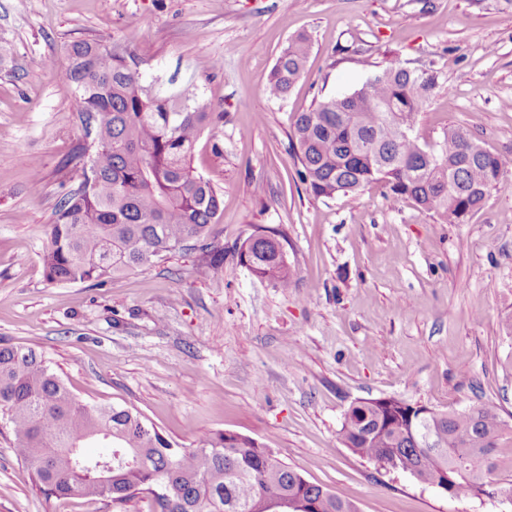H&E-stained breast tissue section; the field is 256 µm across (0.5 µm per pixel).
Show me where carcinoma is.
<instances>
[{
  "instance_id": "cac0c4a2",
  "label": "carcinoma",
  "mask_w": 512,
  "mask_h": 512,
  "mask_svg": "<svg viewBox=\"0 0 512 512\" xmlns=\"http://www.w3.org/2000/svg\"><path fill=\"white\" fill-rule=\"evenodd\" d=\"M306 35L288 41L265 84L282 100L303 76ZM144 61L120 45L81 41L67 73L74 109L98 140L80 142L70 163L77 191L57 205L41 260L50 283L103 284L176 252L197 254L201 273L224 264L211 235L222 199L192 167L202 132L223 118L185 88L168 96L145 83ZM439 76L390 60L361 88L289 118L296 174L316 198H354L379 184L410 199L440 224H462L505 186L504 162L470 132L450 125L430 144L414 128ZM260 230L231 252L260 280L292 287L294 271ZM0 415L37 491L47 498L108 497L115 504L152 494L155 512H261L268 488L302 503V512H358L346 497L311 483L256 440L230 431L190 446L165 438L136 409L79 400L35 350L0 343ZM342 444L361 458L446 486L456 498L512 492V435L491 407L438 411L397 398L353 404ZM100 441L98 455L82 453Z\"/></svg>"
}]
</instances>
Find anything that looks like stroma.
<instances>
[{
  "label": "stroma",
  "mask_w": 512,
  "mask_h": 512,
  "mask_svg": "<svg viewBox=\"0 0 512 512\" xmlns=\"http://www.w3.org/2000/svg\"><path fill=\"white\" fill-rule=\"evenodd\" d=\"M302 33L305 74L269 99L266 78ZM2 41L13 54L0 61L1 341L45 354L84 403L136 408L179 444L250 436L359 512H512L385 469L339 436L353 402L387 397L488 405L512 425V192L461 224L390 202L378 184L353 202L317 199L288 127L395 58L440 75L415 135L462 125L512 182V0H0ZM79 41L127 47L160 93L196 83L220 116L193 156L224 201L212 232L229 251L257 229L282 231L293 288L229 255L199 274L190 253L101 286L46 281L47 226L80 182L66 164L85 137L67 78ZM14 448L0 421V512H154L147 497L45 499Z\"/></svg>",
  "instance_id": "stroma-1"
}]
</instances>
